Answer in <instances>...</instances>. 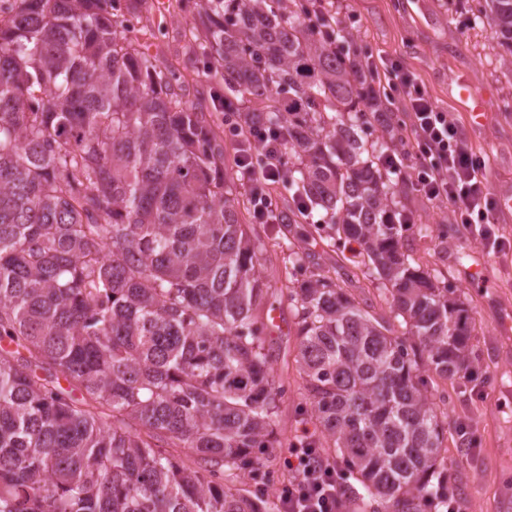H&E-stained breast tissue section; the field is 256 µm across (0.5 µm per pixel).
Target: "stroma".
Returning a JSON list of instances; mask_svg holds the SVG:
<instances>
[{"label": "stroma", "instance_id": "stroma-1", "mask_svg": "<svg viewBox=\"0 0 512 512\" xmlns=\"http://www.w3.org/2000/svg\"><path fill=\"white\" fill-rule=\"evenodd\" d=\"M156 8L151 25L157 34L152 50L164 61L185 60L190 36H204L207 22L197 13L174 14ZM342 15L354 16L349 31L359 51L399 60L423 83L431 98L459 125L476 154L487 155L490 196L512 192V52L493 38L490 17L475 21L480 0H337ZM466 81L479 93L484 109L482 123H475L456 92L457 81ZM239 218L252 225L260 245L257 266L273 277L267 303L285 322H292L288 301L281 294L287 252L279 244L288 238L314 252L322 267L342 264L353 281L357 301L382 311L386 304L379 281L363 277L356 265L353 244L329 246L311 233L319 215L310 223L285 229L279 224H259L253 218L248 186L238 189ZM414 218L404 234V246L422 268L435 275L439 285L453 288L471 318V343L476 353L477 379H446L424 369L428 397L444 426L438 461L448 471L454 512H512V210H494L489 218L504 242L498 251L486 250L471 231L452 222L447 202L426 200L410 191L401 200ZM275 351L276 375L287 386L278 402L274 421L279 430L294 436L315 432L310 417L300 415L305 405L303 383L295 363L293 334L268 335ZM467 426L476 448L473 456L460 449V426ZM268 483L240 474L232 492L253 496L259 490L277 495L284 479L293 478L288 451L275 449Z\"/></svg>", "mask_w": 512, "mask_h": 512}]
</instances>
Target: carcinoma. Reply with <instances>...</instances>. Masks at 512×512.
Wrapping results in <instances>:
<instances>
[{"instance_id": "1", "label": "carcinoma", "mask_w": 512, "mask_h": 512, "mask_svg": "<svg viewBox=\"0 0 512 512\" xmlns=\"http://www.w3.org/2000/svg\"><path fill=\"white\" fill-rule=\"evenodd\" d=\"M209 21L192 68L244 124L288 125V190L355 240L388 292L372 313L307 251L286 296L314 447L377 512L448 510L423 363L472 370L468 310L405 253L390 141L361 137L375 73L309 22L315 0H174ZM512 46V0H485ZM148 0L0 8V512H273L284 383L259 314L271 281L224 178V138L181 72L127 37ZM265 98L264 108L243 107ZM402 320L399 334L395 321Z\"/></svg>"}]
</instances>
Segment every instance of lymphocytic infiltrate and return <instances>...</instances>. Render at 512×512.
Returning a JSON list of instances; mask_svg holds the SVG:
<instances>
[{
	"instance_id": "f902f5d3",
	"label": "lymphocytic infiltrate",
	"mask_w": 512,
	"mask_h": 512,
	"mask_svg": "<svg viewBox=\"0 0 512 512\" xmlns=\"http://www.w3.org/2000/svg\"><path fill=\"white\" fill-rule=\"evenodd\" d=\"M379 65L388 88L408 104L411 131L408 149L387 153L382 171L410 181L427 200L448 202L455 223L475 225L486 249H500L502 241L489 220L495 207L485 183L489 157L473 151L454 119L400 61L383 59ZM242 139L265 158L257 166L249 152L241 153L238 166L244 178L255 182L284 178L286 170L279 161L284 134L250 126ZM290 456L296 476L279 491L282 512H345L347 501L341 495L336 466L314 448H294Z\"/></svg>"
}]
</instances>
